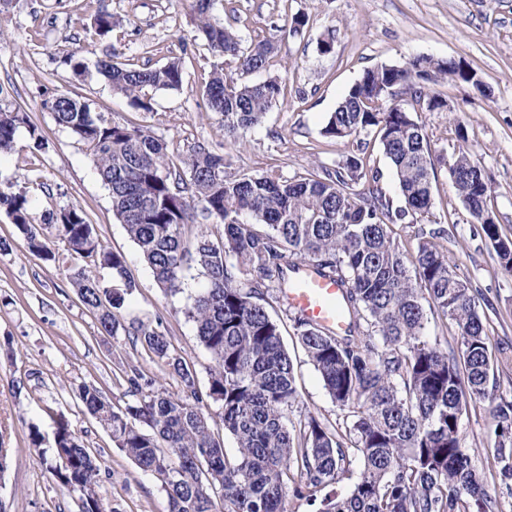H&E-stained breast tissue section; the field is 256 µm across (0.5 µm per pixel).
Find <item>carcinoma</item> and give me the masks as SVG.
Returning <instances> with one entry per match:
<instances>
[{"label":"carcinoma","mask_w":512,"mask_h":512,"mask_svg":"<svg viewBox=\"0 0 512 512\" xmlns=\"http://www.w3.org/2000/svg\"><path fill=\"white\" fill-rule=\"evenodd\" d=\"M192 6L213 58L202 94L207 111L224 119L228 134L259 124L279 100L281 81L270 76L253 83L244 76L268 69L271 44H243L213 18L212 0H192ZM115 26L111 13L98 12L88 29L90 44L69 51L66 62L79 74L86 69L84 53L100 52L94 66L112 91L150 112L145 89H180L184 61L174 58L150 69L114 61L115 53L97 50L96 43ZM447 77L482 87L474 72L453 59L418 57L368 69L323 127L330 138L379 137L403 209L392 208L377 176L355 155L320 175L285 178L274 169L233 175L230 161L202 144L187 149L177 164L168 144L146 127L106 123L68 94L42 101L56 124L84 143L114 215L156 282L175 294L188 270L195 267L204 277L186 314L214 362L207 397L221 405L235 455L213 436L193 372L156 329L140 328L136 335L181 378L185 395L154 388L153 379L138 371L128 378L134 400L117 411L94 388L82 386L77 394L117 447L161 482L168 512H287L288 495L314 500L346 477L356 457L362 469L351 491L323 499L321 512H502L459 444L463 410L487 395L496 369L472 288L448 251L423 237L408 258L389 229L430 213L436 167L423 126L400 102L385 101L384 88L394 83L415 102L439 107L442 102L421 83ZM22 127L33 148H46L47 139L27 113L0 109L1 155L16 151ZM450 170L469 216L512 270V241L501 237L498 225L482 223L489 193L484 170L464 148L451 156ZM0 209L23 235L29 254L55 258L44 233L53 228L67 250L88 260L71 282L83 304L98 312L101 331L116 335L124 296L103 288L101 279L123 281L129 294L136 284L127 276L125 257L102 244L84 211L64 207L38 224L26 195L10 180L0 181ZM244 214L252 222L242 221ZM208 221L220 231L185 242L184 227ZM303 264L344 288L348 329L342 335L287 316L344 414L345 426L333 431L312 414L288 427L298 389L283 323L254 301L275 282V300L288 302L286 272ZM244 274L252 276L247 291L238 286ZM425 300L457 328V350L449 353L426 339ZM496 417L494 459L503 479H512V401L496 406ZM42 463L62 486L92 491L81 497V512H106L96 494L99 460L65 420L57 423L54 448Z\"/></svg>","instance_id":"carcinoma-1"}]
</instances>
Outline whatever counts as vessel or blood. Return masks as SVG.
I'll return each instance as SVG.
<instances>
[{"instance_id": "1", "label": "vessel or blood", "mask_w": 512, "mask_h": 512, "mask_svg": "<svg viewBox=\"0 0 512 512\" xmlns=\"http://www.w3.org/2000/svg\"><path fill=\"white\" fill-rule=\"evenodd\" d=\"M294 286L288 291V303L306 320L322 325L336 333L348 327L342 312L344 290L336 281L310 269L294 272Z\"/></svg>"}]
</instances>
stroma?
<instances>
[{
  "label": "stroma",
  "instance_id": "1",
  "mask_svg": "<svg viewBox=\"0 0 512 512\" xmlns=\"http://www.w3.org/2000/svg\"><path fill=\"white\" fill-rule=\"evenodd\" d=\"M191 0H10L0 7V107L25 110L48 140L30 146L20 130L17 150L0 156V180H12L27 194L34 217L67 205L80 207L105 247L121 253L136 284L120 310L117 335L100 331L97 315L80 300L70 277L86 261L52 242L55 260L28 254L15 224L0 210V444L9 450L0 473V503L7 512H80L79 495L55 481L40 461L53 447L56 422L65 418L101 463L96 491L108 512H167L160 482L143 473L112 441L76 397L80 386L96 388L113 406L128 401L127 379L139 370L156 388L180 395V377L129 336L132 326L162 330L172 352L195 373L199 394L209 388L212 358L196 337L187 307L202 277L189 270L180 292H166L141 260L136 244L112 213L109 193L82 144L59 127L40 103L67 93L89 103L108 122L144 125L186 151L200 142L230 156V173L270 168L292 178L320 173L342 157L357 154L378 171V184L402 205L392 167L374 135L325 137L322 129L347 91L369 68L402 65L417 57L453 59L475 71L488 94L445 78L427 84L442 105L412 116L425 128L432 153L442 157L467 148L488 178V207L502 238L512 240V0H215L213 14L243 43L264 38L274 45L268 73L280 76L283 92L263 122L229 137L219 116L208 113L200 94L211 56L196 37ZM117 25L107 45L119 62L155 68L179 57L185 62L177 91L148 90L152 109L141 112L113 94L94 69L77 74L65 64L68 51L85 45L86 29L99 10ZM304 15L299 34L291 19ZM334 33L324 54L319 43ZM429 216L395 224L393 237L412 254L421 234L442 229L439 240L468 280L485 318L499 360L485 399L469 404L460 422L461 445L503 512H512V482L502 480L492 452L497 403L512 398V271L492 243L479 234L454 190L446 165L437 164ZM299 397L289 417L312 414L328 426L343 420L292 324L282 328ZM40 445H33V434Z\"/></svg>",
  "mask_w": 512,
  "mask_h": 512
}]
</instances>
